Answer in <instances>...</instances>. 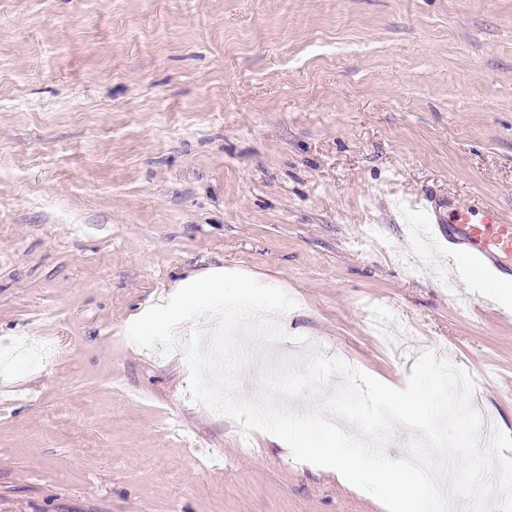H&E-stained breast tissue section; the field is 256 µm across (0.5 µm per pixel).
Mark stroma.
Segmentation results:
<instances>
[{
	"instance_id": "stroma-1",
	"label": "stroma",
	"mask_w": 512,
	"mask_h": 512,
	"mask_svg": "<svg viewBox=\"0 0 512 512\" xmlns=\"http://www.w3.org/2000/svg\"><path fill=\"white\" fill-rule=\"evenodd\" d=\"M416 196L512 222V0H0V512H387L128 339L216 267L297 303L242 396L297 336L397 388L430 350L512 436V301Z\"/></svg>"
}]
</instances>
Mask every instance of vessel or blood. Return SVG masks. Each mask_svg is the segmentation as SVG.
I'll use <instances>...</instances> for the list:
<instances>
[{
	"mask_svg": "<svg viewBox=\"0 0 512 512\" xmlns=\"http://www.w3.org/2000/svg\"><path fill=\"white\" fill-rule=\"evenodd\" d=\"M437 240L465 243L469 262L484 267L491 279H499L498 259L512 255V224L500 221L495 215L477 213L472 207L458 205L448 213L447 225L439 226Z\"/></svg>",
	"mask_w": 512,
	"mask_h": 512,
	"instance_id": "obj_1",
	"label": "vessel or blood"
}]
</instances>
